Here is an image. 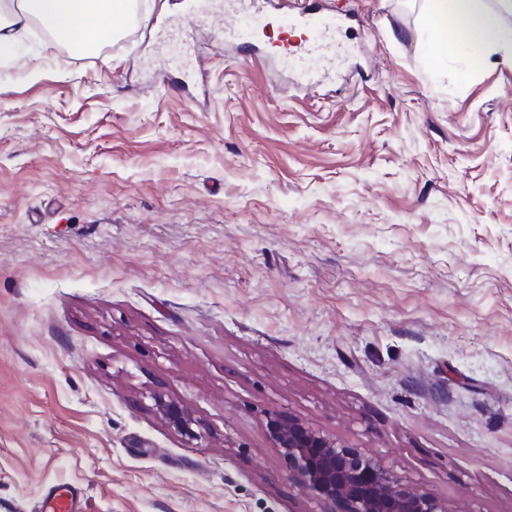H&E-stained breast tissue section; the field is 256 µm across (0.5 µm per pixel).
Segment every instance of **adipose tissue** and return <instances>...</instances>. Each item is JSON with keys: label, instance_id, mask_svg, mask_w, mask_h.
Segmentation results:
<instances>
[{"label": "adipose tissue", "instance_id": "adipose-tissue-1", "mask_svg": "<svg viewBox=\"0 0 512 512\" xmlns=\"http://www.w3.org/2000/svg\"><path fill=\"white\" fill-rule=\"evenodd\" d=\"M132 0H17L0 7V51L12 47L16 31L27 22H41L54 42L91 52L111 41L127 25ZM512 0H426L424 23L431 33V59H442L467 47L482 59L512 63ZM94 39L82 41L81 33Z\"/></svg>", "mask_w": 512, "mask_h": 512}]
</instances>
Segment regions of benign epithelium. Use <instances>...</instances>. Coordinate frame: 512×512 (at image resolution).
<instances>
[{
	"label": "benign epithelium",
	"instance_id": "obj_1",
	"mask_svg": "<svg viewBox=\"0 0 512 512\" xmlns=\"http://www.w3.org/2000/svg\"><path fill=\"white\" fill-rule=\"evenodd\" d=\"M154 405L173 434L202 439L183 404L157 394ZM265 428L288 463L290 479L319 503L321 512H448L435 497L339 437L276 413L266 418Z\"/></svg>",
	"mask_w": 512,
	"mask_h": 512
}]
</instances>
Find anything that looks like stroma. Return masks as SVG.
Wrapping results in <instances>:
<instances>
[{
	"label": "stroma",
	"instance_id": "1",
	"mask_svg": "<svg viewBox=\"0 0 512 512\" xmlns=\"http://www.w3.org/2000/svg\"><path fill=\"white\" fill-rule=\"evenodd\" d=\"M303 2L253 9L245 42ZM317 2L355 19L307 90L225 43L222 0H137L94 55L35 21L0 59V512L57 487L81 512H320L272 413L449 512H512V65L429 71L424 0ZM153 399L156 411L173 434L190 441L202 439L200 432H196L192 427L196 420L183 404L166 399L162 394H156Z\"/></svg>",
	"mask_w": 512,
	"mask_h": 512
}]
</instances>
